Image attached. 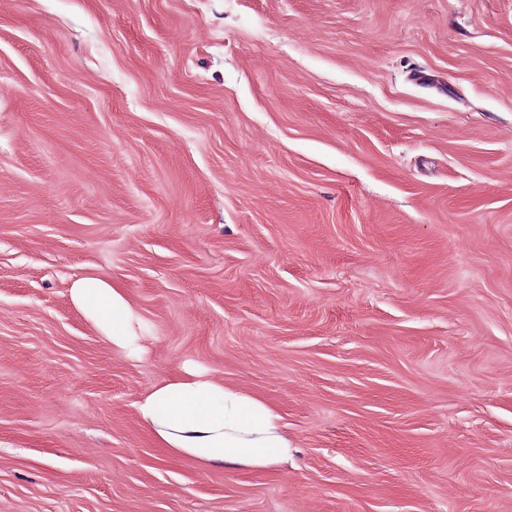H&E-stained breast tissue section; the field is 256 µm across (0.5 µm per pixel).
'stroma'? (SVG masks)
I'll return each mask as SVG.
<instances>
[{"label": "stroma", "mask_w": 512, "mask_h": 512, "mask_svg": "<svg viewBox=\"0 0 512 512\" xmlns=\"http://www.w3.org/2000/svg\"><path fill=\"white\" fill-rule=\"evenodd\" d=\"M188 364L293 461L160 448ZM0 512H512V0H0ZM70 300L93 323L112 349L127 357H138L149 331L122 288L96 276L72 281Z\"/></svg>", "instance_id": "obj_1"}]
</instances>
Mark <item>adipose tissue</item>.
Listing matches in <instances>:
<instances>
[{"instance_id":"adipose-tissue-1","label":"adipose tissue","mask_w":512,"mask_h":512,"mask_svg":"<svg viewBox=\"0 0 512 512\" xmlns=\"http://www.w3.org/2000/svg\"><path fill=\"white\" fill-rule=\"evenodd\" d=\"M69 294L114 350L128 357L141 354L149 328L122 288L81 276ZM137 413L169 453L205 464L264 468L287 462L294 451L272 405L196 371L151 387Z\"/></svg>"}]
</instances>
